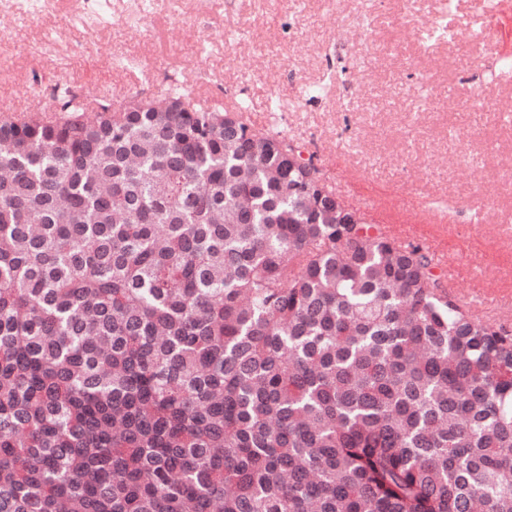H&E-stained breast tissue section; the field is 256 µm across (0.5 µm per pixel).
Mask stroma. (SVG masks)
Returning <instances> with one entry per match:
<instances>
[{
    "instance_id": "obj_1",
    "label": "stroma",
    "mask_w": 512,
    "mask_h": 512,
    "mask_svg": "<svg viewBox=\"0 0 512 512\" xmlns=\"http://www.w3.org/2000/svg\"><path fill=\"white\" fill-rule=\"evenodd\" d=\"M512 0H14L0 116L171 81L286 133L344 201L512 331Z\"/></svg>"
}]
</instances>
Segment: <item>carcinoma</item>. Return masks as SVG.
Instances as JSON below:
<instances>
[{
  "label": "carcinoma",
  "mask_w": 512,
  "mask_h": 512,
  "mask_svg": "<svg viewBox=\"0 0 512 512\" xmlns=\"http://www.w3.org/2000/svg\"><path fill=\"white\" fill-rule=\"evenodd\" d=\"M240 110L0 118V512H512V332Z\"/></svg>",
  "instance_id": "carcinoma-1"
}]
</instances>
